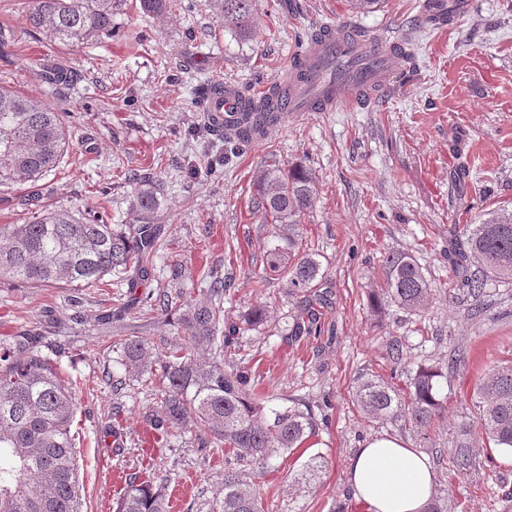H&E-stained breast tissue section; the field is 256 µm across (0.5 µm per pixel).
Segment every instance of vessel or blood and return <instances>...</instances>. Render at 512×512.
Here are the masks:
<instances>
[{
    "label": "vessel or blood",
    "instance_id": "1",
    "mask_svg": "<svg viewBox=\"0 0 512 512\" xmlns=\"http://www.w3.org/2000/svg\"><path fill=\"white\" fill-rule=\"evenodd\" d=\"M355 26L322 23L292 58L287 81L289 97L273 107L281 119L302 112H333L380 96L398 76L406 50L396 41L358 38ZM248 95L232 83L215 85L202 104L203 118L216 135L244 123Z\"/></svg>",
    "mask_w": 512,
    "mask_h": 512
}]
</instances>
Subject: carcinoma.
<instances>
[{
  "mask_svg": "<svg viewBox=\"0 0 512 512\" xmlns=\"http://www.w3.org/2000/svg\"><path fill=\"white\" fill-rule=\"evenodd\" d=\"M124 0H30L27 24L63 45L84 44L112 31V15ZM224 27L242 37L254 30V0H220ZM279 121L264 105L253 126L224 135V156L238 153ZM69 134L56 109L17 92L0 91V185L35 182L56 169ZM132 201L143 212L154 204L146 177L125 176ZM257 208L279 226L287 246L270 253L264 274L281 276L297 292L316 287L321 265L298 238L300 217L313 207L312 177L294 167L266 170L258 182ZM159 233L151 224L114 229L83 221L67 209H47L28 224L0 225V279L55 288H102L105 277L125 274L129 287L148 274ZM449 260L473 293L490 278L512 279V212L493 213L479 224L463 226ZM383 287L377 308L397 307L422 317L430 309L432 283L408 253L393 251L382 260ZM234 281L215 277L199 298L180 292L176 320L163 299H144L140 315L162 318L181 342L161 365L157 401L149 420L155 430L198 429L202 447L222 446L232 461L224 467L222 512H267L256 478L272 460L301 447L316 432L317 421L299 409L275 410L256 395L245 372L225 364L224 349L235 344L240 327L224 321V297ZM316 308L308 303L294 318L293 336H309ZM121 364L132 377L152 371L148 343L121 340ZM435 367H420L403 391L377 375H363L352 388V402L377 422L402 421L425 434L445 409ZM479 435L464 432L454 452L457 469L467 470L486 439L512 449V363L489 370L476 386ZM78 401L57 363L37 349L30 334L0 339V512H78L80 483L72 426ZM168 479L132 474L115 512H168Z\"/></svg>",
  "mask_w": 512,
  "mask_h": 512,
  "instance_id": "1",
  "label": "carcinoma"
}]
</instances>
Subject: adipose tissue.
<instances>
[{"mask_svg": "<svg viewBox=\"0 0 512 512\" xmlns=\"http://www.w3.org/2000/svg\"><path fill=\"white\" fill-rule=\"evenodd\" d=\"M429 459L397 438L378 436L359 448L347 484L369 512H424L435 488Z\"/></svg>", "mask_w": 512, "mask_h": 512, "instance_id": "ef3b65f1", "label": "adipose tissue"}]
</instances>
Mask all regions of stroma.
Wrapping results in <instances>:
<instances>
[{"mask_svg": "<svg viewBox=\"0 0 512 512\" xmlns=\"http://www.w3.org/2000/svg\"><path fill=\"white\" fill-rule=\"evenodd\" d=\"M26 2L0 0V28L15 39L0 51V86L62 112L70 148L37 182L0 186V224L63 207L99 212L122 227L149 222L161 236L151 276L134 289L0 281V336L29 332L55 344L60 372L75 385L80 512H114L121 489L113 474L146 470L169 479L170 512H221L223 449L199 447L191 433L162 437L151 429L155 389L125 372L116 331L101 322L113 305L201 288L211 272L236 283L224 299L225 322L241 327L235 365L271 407L307 409L318 422L317 434L277 458L262 479L275 512H330L339 501L348 512H368L347 487V468L366 439L384 435L429 456L434 498L452 512H512V450L480 448L467 471L451 463L461 427L476 423V385L491 367L512 361V281H488L476 296L448 260L462 225L512 210V0H472L467 15L443 29L421 25L418 0H381L368 13L353 12L348 0H255L251 39L225 29L217 0H178L159 14L134 0L113 16L111 33L79 46L27 26ZM329 21L404 43L405 78L360 106L270 127L224 160L201 115L199 83L230 82L251 93L273 86L306 34ZM273 163L315 179L316 202L300 233L323 273L316 336L289 333L305 294L282 279L256 285L281 243L253 204L255 182ZM130 171L154 183L150 216L131 204ZM389 251L412 254L433 283L425 317L394 307L375 313L379 259ZM175 263L183 276L174 285ZM257 305L265 306V321L245 326ZM459 348L465 361L449 368ZM421 364L446 370L445 410L428 441L354 406L358 376L402 387ZM315 457L318 478L295 490L293 478Z\"/></svg>", "mask_w": 512, "mask_h": 512, "instance_id": "1", "label": "stroma"}]
</instances>
